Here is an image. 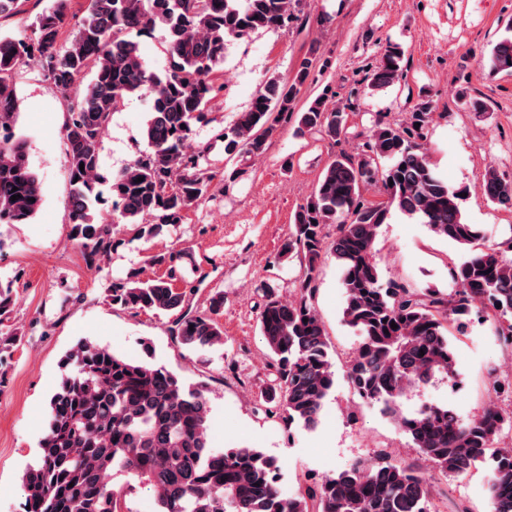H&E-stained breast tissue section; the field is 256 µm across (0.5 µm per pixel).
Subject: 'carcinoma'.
<instances>
[{"instance_id": "carcinoma-1", "label": "carcinoma", "mask_w": 512, "mask_h": 512, "mask_svg": "<svg viewBox=\"0 0 512 512\" xmlns=\"http://www.w3.org/2000/svg\"><path fill=\"white\" fill-rule=\"evenodd\" d=\"M71 5L72 0H53L28 40L0 37V225L29 223L43 203L27 140L13 132L19 110L15 75L31 61L63 99L83 89L68 108L62 135L71 240L93 268L112 252L114 224L134 225L137 240L163 238L187 222L195 202L212 195L216 174L204 167L205 150L188 141L193 124L205 120L224 89L218 79L226 43L283 26L299 0H87L86 16L63 49L60 41L74 17ZM159 24L168 31L167 66L157 73L127 34ZM403 56L397 49L386 51L371 74V91L398 80ZM480 65L492 75L512 76V36L495 44ZM89 72L93 78L83 88ZM312 77L309 57L288 80L269 77L248 110L225 129L224 154H263L268 138L290 120L297 136H346L347 114L325 93L306 110L294 111L297 94ZM135 94L150 99L147 149L112 176L116 223L98 222L100 144L112 112ZM431 114V102L424 100L404 125L377 121L366 149L337 155L295 211L278 263L299 261V294L284 300L265 288L259 316L273 368L265 413L288 428L312 430L334 387L331 346L311 288L329 255L341 270L342 320L359 337L348 368L353 392L379 406L439 471L466 474L490 463L492 512H512V444L504 442L512 412L490 403L479 416L462 420L445 405L431 403L409 414L400 408L408 389L436 376L455 378L449 339L454 330L463 333V318L472 310L491 320L512 346V237L487 245L480 227L463 218L460 200L468 189L448 187L425 152ZM371 189L374 198L368 199ZM481 191L512 211V180L492 166ZM15 194L20 198L14 201ZM393 207L470 248L448 262L454 292L382 285L374 243ZM330 225L335 237L327 249L324 229ZM20 279L17 273L0 282V364L23 336L4 324ZM173 280V267L166 279L144 280L134 272L109 283L106 297L122 309L179 312L172 336L185 348L224 347V330L215 318L224 292L211 296L209 312L192 313L185 309L187 292ZM62 368L66 373L50 400L39 461L22 477L28 512H127L123 491L135 487L151 492L156 512H441L416 469L381 455L287 495L275 459L252 447L212 445L206 385L187 386L163 366L125 359L89 339L63 356Z\"/></svg>"}]
</instances>
